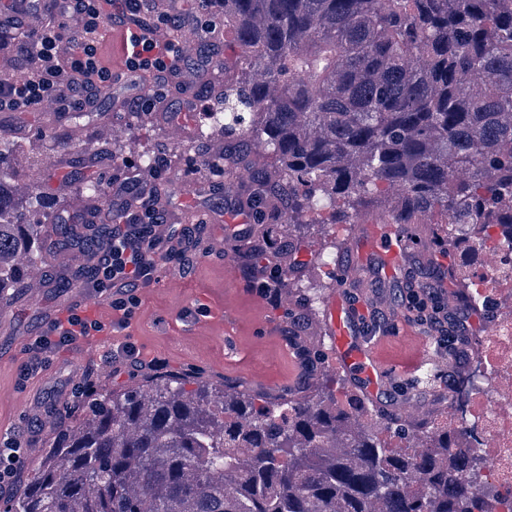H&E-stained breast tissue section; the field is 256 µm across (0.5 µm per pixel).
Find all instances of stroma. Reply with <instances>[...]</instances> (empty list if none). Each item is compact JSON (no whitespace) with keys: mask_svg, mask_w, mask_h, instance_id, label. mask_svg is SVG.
I'll return each instance as SVG.
<instances>
[{"mask_svg":"<svg viewBox=\"0 0 512 512\" xmlns=\"http://www.w3.org/2000/svg\"><path fill=\"white\" fill-rule=\"evenodd\" d=\"M223 85L224 65L219 62L202 71L192 88V98H185L174 87L156 86L129 112L117 95L102 96L93 104L90 120L77 126L64 125L60 117L44 118L36 112H0V138L17 143L23 158L11 182L14 194H32L35 175L59 172L61 160L71 150L93 155L88 173L108 192L113 180L147 178L140 157L150 152L164 163L161 180L168 188L157 194L155 205L168 223H180L186 202H197L223 218L244 222L245 233L240 238L225 235L221 225L212 228L214 235L223 236L224 248L232 257H239L243 243L259 239L273 249L299 242L300 257L307 262L314 252L333 253L339 260H346L347 243L356 226L371 218L384 219L382 209L369 206L349 212L342 223L315 225L301 240L285 224L282 212L267 207L254 209L249 198L259 158L255 142L224 138L209 116L220 106L216 93ZM192 99L204 107L197 115L198 130L187 140L173 141L167 118L183 111ZM115 118L126 126L118 137L105 129ZM412 231L422 252L417 268L420 282L431 284L445 276L452 285H459L460 276L449 275L447 267L434 265L435 259L448 251L447 225L416 224ZM53 265L50 259L41 263V270L48 276L40 291H31L26 285L13 290L7 300L11 313L0 317V432L10 437L28 436L26 468L30 471L54 442L59 425L72 426L81 420L86 400L80 397L77 384L86 370L92 372L98 390L103 392L138 388L164 375L185 374L213 386L226 382L240 392L261 394L275 402L308 396L326 379L337 377L343 379L355 398L386 422L402 418L406 401L448 394L447 373H439L431 382L423 380L418 371L420 359L415 354L424 344L429 352L444 355L447 346L433 336L424 340L406 335L386 338L380 347L384 360L406 365L404 388L383 392L376 399L363 395L352 376L337 363L328 338L316 329L323 304L338 285L334 277L320 280L319 266L308 262L300 276L292 280L286 296L274 297L267 292L265 281L275 276V269H267L260 279L234 281L225 276L223 263L212 259L195 263L183 284L171 288L139 283L136 293L140 304L128 324L120 323L119 313L109 303L88 301L87 310L104 326L103 332L87 343L91 355L80 359L73 351H61L46 371L31 379L32 398L20 404L14 394L27 348L19 344V337L28 332L39 335L50 318L71 308L78 293L77 288L62 287L51 277ZM283 319L296 327L301 342L312 350V372L300 373L284 336L271 332V325ZM127 344L138 351L139 365L121 361L100 371L99 349L109 345L118 350ZM40 398L51 404L53 423L38 424L34 431H27V423L35 422L36 401Z\"/></svg>","mask_w":512,"mask_h":512,"instance_id":"obj_1","label":"stroma"}]
</instances>
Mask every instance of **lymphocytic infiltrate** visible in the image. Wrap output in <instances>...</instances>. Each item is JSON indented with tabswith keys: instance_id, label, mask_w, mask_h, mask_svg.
Here are the masks:
<instances>
[{
	"instance_id": "f902f5d3",
	"label": "lymphocytic infiltrate",
	"mask_w": 512,
	"mask_h": 512,
	"mask_svg": "<svg viewBox=\"0 0 512 512\" xmlns=\"http://www.w3.org/2000/svg\"><path fill=\"white\" fill-rule=\"evenodd\" d=\"M196 2L183 0L179 11L170 13L158 11L155 0H50L24 55L0 57V112H33L46 97L55 98L65 110L92 103L112 79V69L101 56L102 31L108 26L123 33L125 69L151 77L160 87L182 79L185 64L177 40L159 39L157 30L163 25L177 29L196 19ZM69 11L80 15L78 25L65 22ZM114 204L121 219L98 257L96 285L126 322L139 304L135 285L148 279L157 257L195 249L199 240L192 225L158 231L156 208L146 188L118 185ZM101 330L98 321L75 307L51 319L31 346L23 378L46 369L59 348L78 346Z\"/></svg>"
}]
</instances>
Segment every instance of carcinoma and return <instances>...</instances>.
<instances>
[{
  "label": "carcinoma",
  "mask_w": 512,
  "mask_h": 512,
  "mask_svg": "<svg viewBox=\"0 0 512 512\" xmlns=\"http://www.w3.org/2000/svg\"><path fill=\"white\" fill-rule=\"evenodd\" d=\"M220 2L244 59L224 64L212 117L266 145L252 205L282 189L302 233L339 204H379L394 224L436 210L463 261L494 224L512 246V0ZM14 151L0 139V301L23 284L18 256L42 262L70 232L58 214L34 221L43 189L9 196ZM79 167L63 179L102 198ZM385 185L400 194L380 198ZM343 397L334 378L278 404L179 376L93 391L4 512H495L448 424L391 448Z\"/></svg>",
  "instance_id": "cac0c4a2"
}]
</instances>
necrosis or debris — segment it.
<instances>
[{
  "label": "necrosis or debris",
  "instance_id": "1",
  "mask_svg": "<svg viewBox=\"0 0 512 512\" xmlns=\"http://www.w3.org/2000/svg\"><path fill=\"white\" fill-rule=\"evenodd\" d=\"M472 294L492 299L495 321L471 323L467 356L448 393V423L462 450L481 458L482 482L503 496L500 512H512V252L476 268Z\"/></svg>",
  "mask_w": 512,
  "mask_h": 512
}]
</instances>
